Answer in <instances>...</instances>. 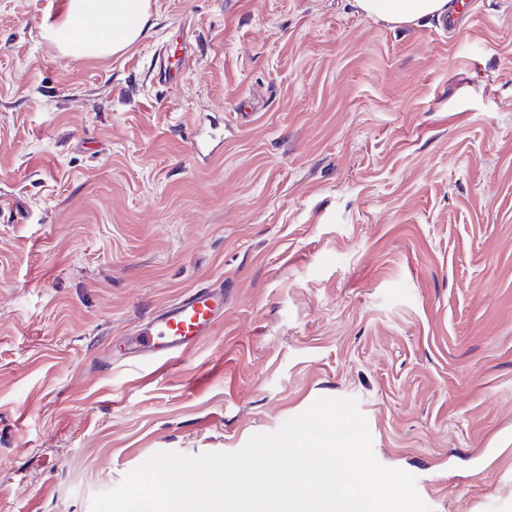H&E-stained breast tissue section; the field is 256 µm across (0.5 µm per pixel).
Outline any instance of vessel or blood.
Listing matches in <instances>:
<instances>
[{"label":"vessel or blood","instance_id":"vessel-or-blood-1","mask_svg":"<svg viewBox=\"0 0 512 512\" xmlns=\"http://www.w3.org/2000/svg\"><path fill=\"white\" fill-rule=\"evenodd\" d=\"M223 314V285L189 291L156 313L128 339L124 350L144 360L175 365L211 334Z\"/></svg>","mask_w":512,"mask_h":512}]
</instances>
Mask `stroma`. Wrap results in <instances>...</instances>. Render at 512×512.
Wrapping results in <instances>:
<instances>
[{"mask_svg":"<svg viewBox=\"0 0 512 512\" xmlns=\"http://www.w3.org/2000/svg\"><path fill=\"white\" fill-rule=\"evenodd\" d=\"M56 2L0 0V512H89L321 397L358 399L432 512H512V0L449 31L150 0L90 59L50 44ZM216 282L183 363L113 356Z\"/></svg>","mask_w":512,"mask_h":512,"instance_id":"obj_1","label":"stroma"}]
</instances>
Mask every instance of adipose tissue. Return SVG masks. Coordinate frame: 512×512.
<instances>
[{
	"mask_svg": "<svg viewBox=\"0 0 512 512\" xmlns=\"http://www.w3.org/2000/svg\"><path fill=\"white\" fill-rule=\"evenodd\" d=\"M366 15L394 24L441 17L448 0H355ZM150 0H69L67 16L58 27L65 51L77 59L116 54L148 30Z\"/></svg>",
	"mask_w": 512,
	"mask_h": 512,
	"instance_id": "ef3b65f1",
	"label": "adipose tissue"
}]
</instances>
